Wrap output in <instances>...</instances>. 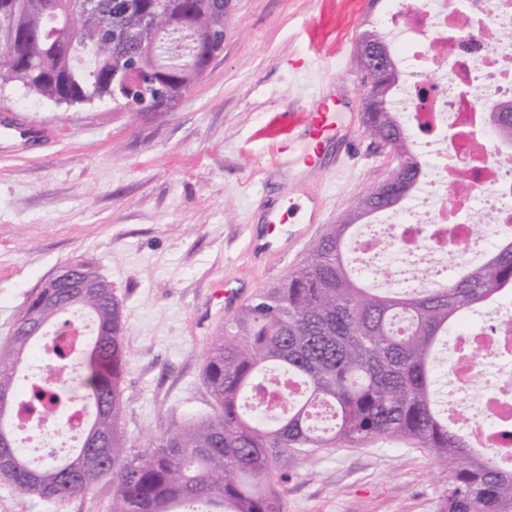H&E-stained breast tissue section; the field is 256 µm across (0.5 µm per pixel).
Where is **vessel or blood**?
Here are the masks:
<instances>
[{"instance_id": "b4317fda", "label": "vessel or blood", "mask_w": 512, "mask_h": 512, "mask_svg": "<svg viewBox=\"0 0 512 512\" xmlns=\"http://www.w3.org/2000/svg\"><path fill=\"white\" fill-rule=\"evenodd\" d=\"M365 0H321L320 10L304 29L309 51L315 62L330 68L347 56L365 15ZM352 122L336 109V97L326 93L313 99L301 111L278 116L270 145L275 163L292 170L311 172L320 169L324 156L336 141L348 142V152L358 156L357 137ZM268 230L264 238L253 242L256 254L280 256L287 251L288 240L304 237L309 225L318 223L321 214L316 195L261 198Z\"/></svg>"}]
</instances>
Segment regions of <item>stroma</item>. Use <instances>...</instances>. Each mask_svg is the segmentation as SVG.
Instances as JSON below:
<instances>
[{
  "instance_id": "stroma-1",
  "label": "stroma",
  "mask_w": 512,
  "mask_h": 512,
  "mask_svg": "<svg viewBox=\"0 0 512 512\" xmlns=\"http://www.w3.org/2000/svg\"><path fill=\"white\" fill-rule=\"evenodd\" d=\"M318 0H232L224 50L191 92L159 112L112 103L58 106L18 88L0 94L25 132L0 128V344L45 282L84 262L122 303L128 348L125 430L136 450L183 421L211 414L203 355L211 336L260 290L299 264L351 199L393 163L368 138L332 172L302 176L272 164L275 114L296 112L352 83L355 58L312 63L302 28ZM321 197L323 223L284 259L256 260L265 192ZM448 473L431 451L375 439L288 461L286 512H438ZM107 483L65 502L27 496L0 479V512H108Z\"/></svg>"
}]
</instances>
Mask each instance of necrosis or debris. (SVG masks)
<instances>
[{
	"label": "necrosis or debris",
	"mask_w": 512,
	"mask_h": 512,
	"mask_svg": "<svg viewBox=\"0 0 512 512\" xmlns=\"http://www.w3.org/2000/svg\"><path fill=\"white\" fill-rule=\"evenodd\" d=\"M388 3L386 17L414 62L406 75L409 91L397 108L410 118L418 151L454 167L451 176L435 175L398 214L379 219L361 250L410 269L427 261L455 267L473 257L477 225H489L495 239L512 225V168L501 161L506 145L488 133L473 136L474 101L464 94L475 85L482 105H512V41L500 37L512 30V0H418L406 11L399 0ZM418 224H442L447 231L427 246L414 238ZM489 312L488 323L468 324L449 337L448 391L470 404L454 410V423L494 462L507 464L512 463V305L498 301ZM37 360L46 385L61 395L50 414L22 411L14 421L16 430L40 438L29 450L35 463L59 434L76 439L84 426L82 413L67 398L76 379L52 367L45 354Z\"/></svg>",
	"instance_id": "obj_1"
}]
</instances>
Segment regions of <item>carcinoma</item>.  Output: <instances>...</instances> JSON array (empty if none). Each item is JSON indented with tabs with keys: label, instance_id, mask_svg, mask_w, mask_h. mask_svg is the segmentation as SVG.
<instances>
[{
	"label": "carcinoma",
	"instance_id": "cac0c4a2",
	"mask_svg": "<svg viewBox=\"0 0 512 512\" xmlns=\"http://www.w3.org/2000/svg\"><path fill=\"white\" fill-rule=\"evenodd\" d=\"M0 0V88L58 104L113 100L119 108H165L182 99L210 61L168 38V16L189 17L221 45L225 0H165L164 13L145 21L151 0ZM78 16L76 37L67 20ZM162 39L168 82L152 90L155 65L144 48L151 31ZM364 134L388 144L402 164L400 190L410 191L422 157L393 104L392 89L372 90ZM492 129L512 136V112L490 114ZM347 211L371 216L372 194ZM361 224H331L309 254L276 285L257 293L212 337L203 374L214 413L130 450L122 426L128 350L121 303L105 283L74 304L64 292L42 314L45 328L66 326L78 313L94 329L77 357L61 347L56 362L77 375V403L85 415L80 445L43 464L28 463L18 446L0 477L29 496L65 501L99 482L112 486L109 512H284L281 484L288 457L374 438L409 441L430 449L449 469L439 512H512V466L495 465L450 421L440 398L437 354L448 329L479 305L512 290V239L494 245L448 281L384 293L364 283L346 250ZM24 318L0 346V387L13 398L0 414V430L13 435V416L24 404L41 411L46 395L38 375L21 385L34 361L38 337L19 335ZM109 436L101 465L81 471L98 452L96 434Z\"/></svg>",
	"mask_w": 512,
	"mask_h": 512
}]
</instances>
